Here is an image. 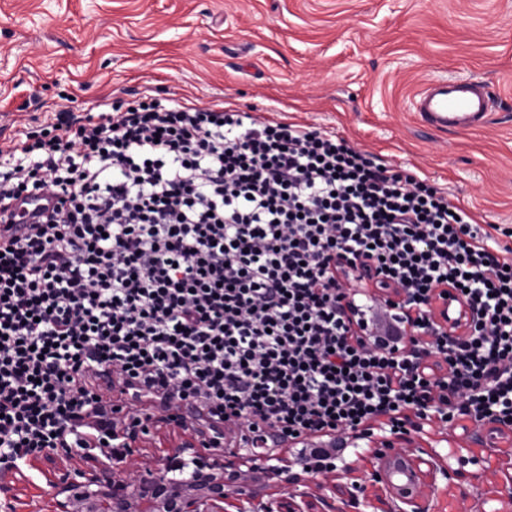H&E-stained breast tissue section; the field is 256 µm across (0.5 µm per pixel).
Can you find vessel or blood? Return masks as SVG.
<instances>
[{
    "mask_svg": "<svg viewBox=\"0 0 512 512\" xmlns=\"http://www.w3.org/2000/svg\"><path fill=\"white\" fill-rule=\"evenodd\" d=\"M489 108L488 91L465 78L434 79L413 96L414 111L439 130H476L486 123Z\"/></svg>",
    "mask_w": 512,
    "mask_h": 512,
    "instance_id": "1",
    "label": "vessel or blood"
}]
</instances>
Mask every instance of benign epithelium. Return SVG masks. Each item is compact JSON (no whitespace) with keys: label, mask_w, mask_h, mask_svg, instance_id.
Returning <instances> with one entry per match:
<instances>
[{"label":"benign epithelium","mask_w":512,"mask_h":512,"mask_svg":"<svg viewBox=\"0 0 512 512\" xmlns=\"http://www.w3.org/2000/svg\"><path fill=\"white\" fill-rule=\"evenodd\" d=\"M391 308L409 313L401 289L380 295ZM432 334L405 323L401 343L408 347L446 336L452 342L469 335L475 313L451 288L436 289L429 301ZM352 341L369 343L375 328L353 308L347 309ZM448 421L441 409L434 414L407 413L401 430H389V420L376 417L349 432L347 455L324 471L308 468V457L288 459L279 453L207 448L188 434L174 448H157L152 460L133 458L141 431L128 436L129 447L97 455L89 448H54L42 457L56 464L47 479L46 512H230L243 500L268 498L277 512H430L433 497L464 483L484 484V502H496L491 512H512V448H497V470L488 481L483 458L451 447L436 425ZM504 437L512 423L488 416L465 429L473 444L484 442L485 427Z\"/></svg>","instance_id":"1"}]
</instances>
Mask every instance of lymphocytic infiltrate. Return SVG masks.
Listing matches in <instances>:
<instances>
[{"instance_id": "lymphocytic-infiltrate-1", "label": "lymphocytic infiltrate", "mask_w": 512, "mask_h": 512, "mask_svg": "<svg viewBox=\"0 0 512 512\" xmlns=\"http://www.w3.org/2000/svg\"><path fill=\"white\" fill-rule=\"evenodd\" d=\"M475 310L472 332L386 357L351 343L340 259ZM447 362L434 380L433 358ZM512 418V246L420 172L335 132L144 95L64 108L0 145V465L120 448L123 404L192 409L214 448L339 435L427 408Z\"/></svg>"}]
</instances>
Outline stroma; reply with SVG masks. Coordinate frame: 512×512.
<instances>
[{
    "mask_svg": "<svg viewBox=\"0 0 512 512\" xmlns=\"http://www.w3.org/2000/svg\"><path fill=\"white\" fill-rule=\"evenodd\" d=\"M444 77L491 92L482 128L413 112ZM145 92L336 129L512 228V0H0V143ZM48 470L23 467L14 512L44 500Z\"/></svg>",
    "mask_w": 512,
    "mask_h": 512,
    "instance_id": "1",
    "label": "stroma"
}]
</instances>
